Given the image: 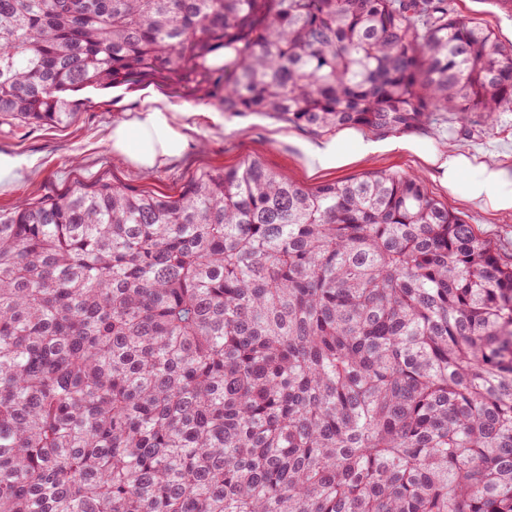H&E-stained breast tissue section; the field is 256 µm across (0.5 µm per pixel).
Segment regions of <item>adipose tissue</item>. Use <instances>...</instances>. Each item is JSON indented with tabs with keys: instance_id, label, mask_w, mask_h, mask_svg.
<instances>
[{
	"instance_id": "1",
	"label": "adipose tissue",
	"mask_w": 512,
	"mask_h": 512,
	"mask_svg": "<svg viewBox=\"0 0 512 512\" xmlns=\"http://www.w3.org/2000/svg\"><path fill=\"white\" fill-rule=\"evenodd\" d=\"M185 119V113L172 111L159 98H150L144 109L113 126L111 152L142 171H153L189 148ZM296 148L313 176L368 157L409 153L434 171L449 193L461 194L468 203L494 213H512V163L494 152L474 154L451 142L405 136L374 139L353 129L315 144L300 142Z\"/></svg>"
}]
</instances>
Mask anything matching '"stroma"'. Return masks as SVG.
Instances as JSON below:
<instances>
[{
	"mask_svg": "<svg viewBox=\"0 0 512 512\" xmlns=\"http://www.w3.org/2000/svg\"><path fill=\"white\" fill-rule=\"evenodd\" d=\"M152 95L178 108L196 109L197 114L190 120L192 147L148 174L114 156L108 135L112 125L141 109L146 97ZM220 109L215 99L191 94L177 96L150 85L132 91L112 88L81 94L74 118L64 128L1 116L0 151L22 156L25 165L23 177L10 190L0 193V209H12L22 200L61 193L100 178L120 186L175 195L198 170L221 171L249 159L260 160L268 168L309 187L374 171L403 172L419 176L431 195L490 237L503 260H512V214L490 213L449 195L447 188L425 171L419 158L389 154L311 176L292 145L293 140L304 139V132L272 114H228L223 122L211 121L210 113ZM407 135L418 139L442 137L466 147H484L495 141L508 144L512 142V112L500 114L493 125L475 135L467 134L452 113L436 112L429 122L408 129Z\"/></svg>",
	"mask_w": 512,
	"mask_h": 512,
	"instance_id": "1",
	"label": "stroma"
}]
</instances>
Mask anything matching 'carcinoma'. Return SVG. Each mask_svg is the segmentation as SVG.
<instances>
[{
  "mask_svg": "<svg viewBox=\"0 0 512 512\" xmlns=\"http://www.w3.org/2000/svg\"><path fill=\"white\" fill-rule=\"evenodd\" d=\"M151 84L311 135L477 126L512 45L451 0H0V115ZM0 512H512V261L397 172L1 211Z\"/></svg>",
  "mask_w": 512,
  "mask_h": 512,
  "instance_id": "1",
  "label": "carcinoma"
}]
</instances>
